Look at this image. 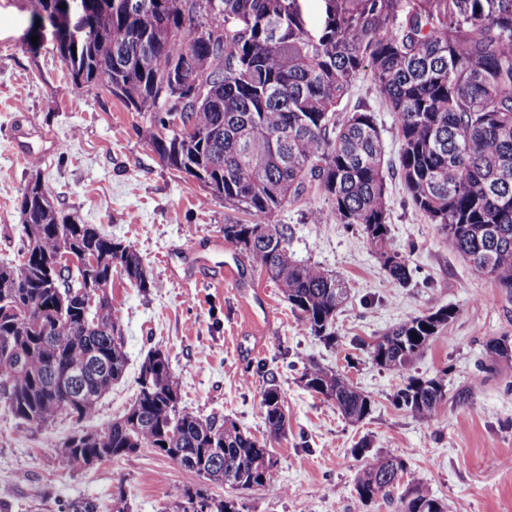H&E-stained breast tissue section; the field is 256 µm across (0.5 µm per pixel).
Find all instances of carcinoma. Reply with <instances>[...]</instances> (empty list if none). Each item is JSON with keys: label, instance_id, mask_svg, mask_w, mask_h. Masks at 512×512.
<instances>
[{"label": "carcinoma", "instance_id": "carcinoma-1", "mask_svg": "<svg viewBox=\"0 0 512 512\" xmlns=\"http://www.w3.org/2000/svg\"><path fill=\"white\" fill-rule=\"evenodd\" d=\"M31 35L50 29L78 87L109 88L143 115L138 134L168 166L202 183L210 195L242 210L248 223L224 225V241L280 288L311 335L336 344V317L346 305L344 281L289 253L288 225L275 216L309 205L320 192L325 219L359 228L379 255L388 281L409 283L408 259L390 247L385 144L371 110L340 111L355 83L370 79L392 112L399 139L396 172L412 208L438 227L448 249L512 296V0H322L321 28L308 29L301 0H161L167 25L130 0H83L99 17L96 35L75 38L67 0H30ZM444 21L436 24L434 17ZM183 79L182 111L165 108L169 83ZM37 178L19 197L20 248L0 260V401L22 423L42 427L60 415L94 414L125 375L119 318L112 313V269L148 287L139 253L92 224L58 210ZM90 255L48 272L60 255ZM96 299L87 306V297ZM457 314L451 306L408 317L368 345L381 368L407 375L392 404L438 421L447 371L409 374L414 362ZM36 317L38 328L25 325ZM512 357V340L489 342L484 369ZM81 370L83 391L69 398L61 378ZM304 386L360 423L374 401L337 370L303 365ZM134 401L98 444L70 436L63 469L159 452L201 478L231 488L274 483L267 441L178 408L168 357L150 352L136 378ZM268 436L288 422L282 393H263ZM399 456L364 457L356 482L362 506L405 487L397 512H446V504L408 479ZM184 512H239L233 500L188 495Z\"/></svg>", "mask_w": 512, "mask_h": 512}]
</instances>
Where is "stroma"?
<instances>
[{
	"label": "stroma",
	"instance_id": "1",
	"mask_svg": "<svg viewBox=\"0 0 512 512\" xmlns=\"http://www.w3.org/2000/svg\"><path fill=\"white\" fill-rule=\"evenodd\" d=\"M29 0H0V259L19 245L17 198L40 173L55 206L95 225L141 255L149 285L112 273V309L125 336L128 365L93 417L58 418L34 428L0 403V512H111L123 493L130 512H182L185 492L233 498L240 512H395L379 501L358 507L361 459L353 450L404 458L414 478L447 512H512V360L488 373L479 365L486 343L512 337V300L445 245L436 225L407 202L388 178L391 245L412 268L408 287H393L363 233L317 223L322 194L310 206H286L295 260L342 277L350 299L329 346L299 322L279 288L224 241V226L246 214L211 198L167 167L137 134L142 118L115 98L76 87L51 39L30 48ZM348 107L377 115L388 157L399 147L392 113L368 78L357 81ZM25 134L42 160L21 161L14 139ZM448 305L455 319L415 361L412 373L447 371L444 415L436 422L395 408L402 374L377 366L361 342L412 315ZM163 351L177 378L180 405L201 416L228 418L267 439L276 483L235 490L204 481L168 457L139 451L94 467L63 470L59 455L74 432L103 431L122 415L150 350ZM339 370L375 402L364 422L345 421L335 405L299 380V364ZM276 379L288 417L285 433L268 438L262 395Z\"/></svg>",
	"mask_w": 512,
	"mask_h": 512
}]
</instances>
